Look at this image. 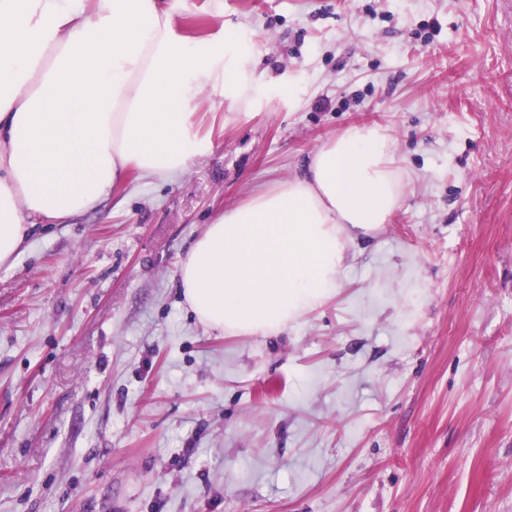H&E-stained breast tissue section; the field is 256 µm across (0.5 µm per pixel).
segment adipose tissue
Returning <instances> with one entry per match:
<instances>
[{"mask_svg": "<svg viewBox=\"0 0 512 512\" xmlns=\"http://www.w3.org/2000/svg\"><path fill=\"white\" fill-rule=\"evenodd\" d=\"M163 0H0V265L38 224L97 208L131 174L172 180L212 144L198 95L240 106L252 59L230 34L190 41ZM387 128L353 126L301 175L208 224L183 258L186 304L207 327L272 334L336 290L360 237L400 206Z\"/></svg>", "mask_w": 512, "mask_h": 512, "instance_id": "ef3b65f1", "label": "adipose tissue"}]
</instances>
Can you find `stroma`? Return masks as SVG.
<instances>
[{"mask_svg":"<svg viewBox=\"0 0 512 512\" xmlns=\"http://www.w3.org/2000/svg\"><path fill=\"white\" fill-rule=\"evenodd\" d=\"M261 89L211 151L34 227L0 266V512H512V0H167ZM354 124L406 173L330 298L230 336L185 303L208 224Z\"/></svg>","mask_w":512,"mask_h":512,"instance_id":"obj_1","label":"stroma"}]
</instances>
